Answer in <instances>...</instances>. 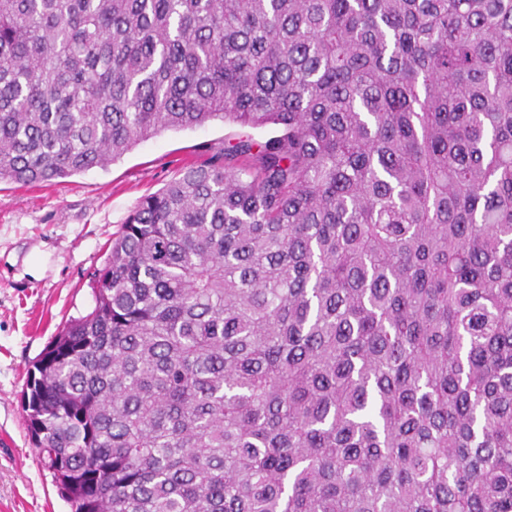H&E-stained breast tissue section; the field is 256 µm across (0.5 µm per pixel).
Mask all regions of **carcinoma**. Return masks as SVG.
<instances>
[{
    "label": "carcinoma",
    "instance_id": "cac0c4a2",
    "mask_svg": "<svg viewBox=\"0 0 512 512\" xmlns=\"http://www.w3.org/2000/svg\"><path fill=\"white\" fill-rule=\"evenodd\" d=\"M214 120L29 370L71 512H512V0H0V182Z\"/></svg>",
    "mask_w": 512,
    "mask_h": 512
}]
</instances>
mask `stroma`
<instances>
[{"instance_id": "1", "label": "stroma", "mask_w": 512, "mask_h": 512, "mask_svg": "<svg viewBox=\"0 0 512 512\" xmlns=\"http://www.w3.org/2000/svg\"><path fill=\"white\" fill-rule=\"evenodd\" d=\"M276 134L215 120L163 132L105 168L37 186L0 183V512H71L32 441L22 394L65 322L92 310L94 274L137 201L207 150Z\"/></svg>"}]
</instances>
